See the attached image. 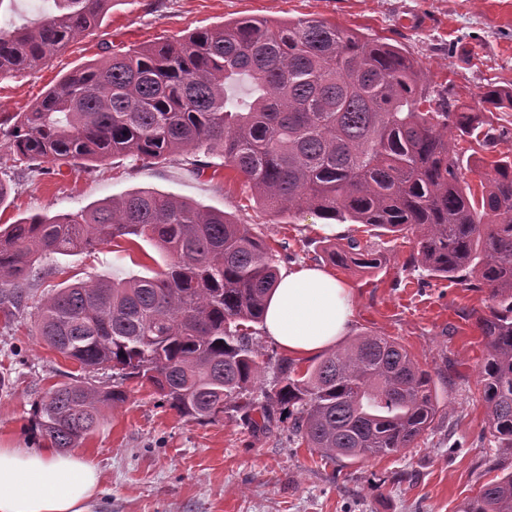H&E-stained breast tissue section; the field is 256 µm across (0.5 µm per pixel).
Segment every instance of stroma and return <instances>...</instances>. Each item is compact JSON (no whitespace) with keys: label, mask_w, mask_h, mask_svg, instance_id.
I'll list each match as a JSON object with an SVG mask.
<instances>
[{"label":"stroma","mask_w":512,"mask_h":512,"mask_svg":"<svg viewBox=\"0 0 512 512\" xmlns=\"http://www.w3.org/2000/svg\"><path fill=\"white\" fill-rule=\"evenodd\" d=\"M242 18H320L393 44L418 63L433 89L463 103L476 101L490 82L512 87V0H112L100 27L77 35L38 68L0 78V182L8 187L0 227L75 212L138 188L222 211L267 242L278 270L313 265L349 285L348 337L378 333L403 345L431 373L440 408L414 447L341 468L300 446L290 419L266 435L236 418L196 424L161 405L151 388L120 381L109 369L93 371L87 381L121 385L127 400L105 411L98 430L76 449L102 475L92 512H457L482 484L512 471V449L497 447L490 434L478 375L485 342L477 320L495 305L489 289L428 276L411 262L414 233L383 235L363 224L348 225L345 233L376 252L381 267L364 273L334 266L324 252L334 234L321 218L273 213L218 155L200 173L189 152L148 166L114 155L87 170L78 163L35 165L5 145L7 119L108 50ZM490 121L511 131L493 149L472 136L457 138L459 163L476 193L475 159L512 156V107L494 111ZM168 262L154 242L120 237L45 265L21 322L0 323V372L10 375L9 385L0 387L1 447L45 446L31 405L80 374L77 363L39 340L40 300L79 279L151 277Z\"/></svg>","instance_id":"1"}]
</instances>
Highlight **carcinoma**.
<instances>
[{
    "label": "carcinoma",
    "mask_w": 512,
    "mask_h": 512,
    "mask_svg": "<svg viewBox=\"0 0 512 512\" xmlns=\"http://www.w3.org/2000/svg\"><path fill=\"white\" fill-rule=\"evenodd\" d=\"M53 2L34 22L0 26V78L38 67L112 7ZM243 80L247 97L229 96ZM506 101L512 90L493 85L475 107L433 94L400 48L323 19L245 18L82 66L18 113L7 136L10 150L39 163L220 154L278 214L415 232L413 260L429 275L475 281L498 303L479 318V378L491 436L512 448V157L490 163L477 198L449 137L456 129L496 146L507 131L482 130L481 113ZM125 236L155 242L172 256L168 268L69 283L38 307L37 335L81 370L141 379L197 424L237 416L263 431L278 409L299 444L342 467L410 448L430 428L440 407L432 375L380 334L356 336L304 370L279 358L267 392L249 328L263 322L278 278L269 247L226 213L153 189L0 230L4 324L23 315L37 262ZM326 253L342 268L381 265L353 236ZM126 399L73 379L34 401L33 414L55 447L75 448L99 428L103 409ZM458 512H512V472Z\"/></svg>",
    "instance_id": "obj_1"
}]
</instances>
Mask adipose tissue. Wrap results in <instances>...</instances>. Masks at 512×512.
<instances>
[{
	"mask_svg": "<svg viewBox=\"0 0 512 512\" xmlns=\"http://www.w3.org/2000/svg\"><path fill=\"white\" fill-rule=\"evenodd\" d=\"M351 316L350 289L323 269L304 267L280 275L263 328L286 353L305 357L335 344ZM99 486V471L80 455L0 447V512H90Z\"/></svg>",
	"mask_w": 512,
	"mask_h": 512,
	"instance_id": "adipose-tissue-1",
	"label": "adipose tissue"
}]
</instances>
